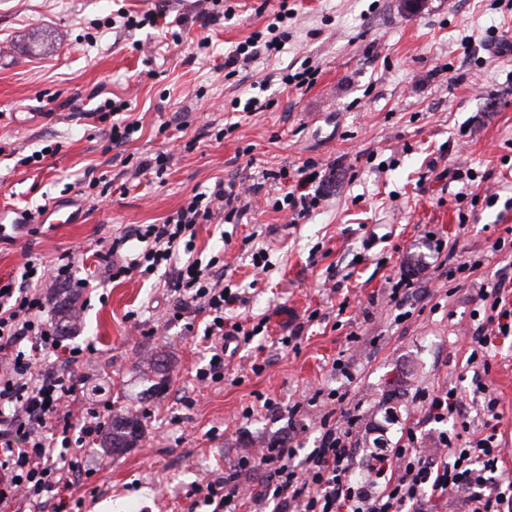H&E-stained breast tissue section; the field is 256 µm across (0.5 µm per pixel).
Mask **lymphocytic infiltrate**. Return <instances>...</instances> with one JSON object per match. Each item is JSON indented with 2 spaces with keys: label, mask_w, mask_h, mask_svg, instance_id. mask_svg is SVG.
Here are the masks:
<instances>
[{
  "label": "lymphocytic infiltrate",
  "mask_w": 512,
  "mask_h": 512,
  "mask_svg": "<svg viewBox=\"0 0 512 512\" xmlns=\"http://www.w3.org/2000/svg\"><path fill=\"white\" fill-rule=\"evenodd\" d=\"M289 16L281 0L274 23L256 31L231 53V63H250L260 56H274L288 35L278 32V23ZM273 180L287 183L286 193L268 197L277 212L292 220L305 218L324 199L327 176L313 161L296 172L282 168ZM262 183L237 184L235 188L196 191L160 224H141L128 236L112 241L101 252L110 281L132 273L152 274L176 267L175 289L207 312L205 337L210 352L209 367L197 370L200 383L224 378V338L250 343L253 332L242 325L227 324L224 313L241 302L240 293L226 291L222 278L210 267L193 259L196 228L216 216L225 223L246 213L247 199L260 195ZM135 241L137 249L125 259L117 252ZM72 280L68 256L44 263L25 261L19 281L0 289V505L41 500L59 492L55 512H66L69 475H82L88 468L80 449L71 445V417L84 394L86 377L80 367L86 358L82 347L63 346L57 326L46 315L45 286ZM356 418L341 411L338 418H323L316 448L304 459L294 449L281 445L256 448L241 455L236 469L223 478L202 480L196 487L212 512H240L244 505H273L274 512H443L451 490L469 492L468 512H512V497L493 486L503 453L495 433L469 437L444 432L439 443L443 455H422L413 428L402 429L401 443L376 447L366 455L364 478L353 475L351 444ZM80 441L100 438L107 429L103 413L87 412L81 420ZM259 467L268 474L259 491L239 482L242 470Z\"/></svg>",
  "instance_id": "f902f5d3"
}]
</instances>
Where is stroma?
<instances>
[{
	"label": "stroma",
	"instance_id": "stroma-1",
	"mask_svg": "<svg viewBox=\"0 0 512 512\" xmlns=\"http://www.w3.org/2000/svg\"><path fill=\"white\" fill-rule=\"evenodd\" d=\"M223 4L233 17L203 29L194 17L204 0H0V222L30 226L24 240L0 241V283L24 254L70 255L89 285L55 289L48 309L73 299L80 319L65 342L95 348L81 366L82 406L147 415L138 447L115 455L87 445L94 473L71 485L70 502L78 512H210L195 492L201 479L223 477L264 442L315 447L334 389L358 420L354 476L375 440L395 444L401 428H415L427 455L440 431L483 433L494 398L512 479V335L493 337L485 360L468 359L486 321L480 290L512 270V248H494L512 226V0H288L284 52L231 73L230 51L272 21L279 0ZM121 10L187 23L176 43L161 27L116 23ZM492 26L503 42H486ZM305 62L319 71L314 85L277 81ZM263 81L270 107L237 119L231 101ZM101 95L129 102L124 117L140 129L126 144L109 147L112 119L93 113ZM48 145L52 154L20 165ZM162 151L161 178L135 175ZM309 160L325 169L328 197L299 223L258 197L240 223L197 228L195 258L223 261L225 283L247 299L245 329L263 327L230 345L223 381L200 386L205 319L172 289L174 271L112 282L98 252L135 225L162 223L192 191ZM460 166L476 176L463 200ZM93 174L111 186H90ZM48 206L72 223H40L34 214ZM439 240L482 267L440 277ZM260 249L271 262L263 274L251 264ZM403 274L419 286L404 319L388 298ZM298 326L297 347L277 344ZM160 349L166 388L146 398L141 369ZM337 358L348 375L333 370ZM449 388L464 413L435 422L416 396Z\"/></svg>",
	"mask_w": 512,
	"mask_h": 512
}]
</instances>
